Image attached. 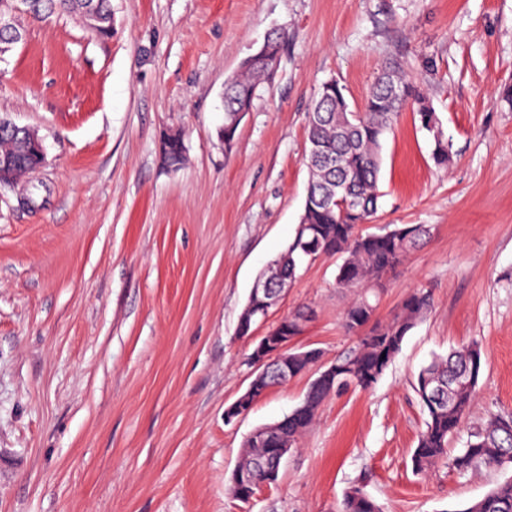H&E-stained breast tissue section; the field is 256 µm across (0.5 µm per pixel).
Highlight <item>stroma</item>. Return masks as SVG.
Masks as SVG:
<instances>
[{
    "instance_id": "obj_1",
    "label": "stroma",
    "mask_w": 512,
    "mask_h": 512,
    "mask_svg": "<svg viewBox=\"0 0 512 512\" xmlns=\"http://www.w3.org/2000/svg\"><path fill=\"white\" fill-rule=\"evenodd\" d=\"M21 23L0 116L36 129L46 158L0 190V512H338L358 484L383 512H464L512 477L411 461L426 419L413 376L450 348L484 356L468 427L512 415V0H112L106 40L66 14ZM275 29L278 70L225 146L224 81ZM393 63L452 148L436 165L408 106L384 139L377 225L432 233L386 276L374 319L418 288L433 307L379 382L324 403L277 480L240 502L227 484L245 438L313 378L226 419L259 338L303 309L292 346L330 363L356 340L333 257L237 334L299 223L308 111L332 79L361 109Z\"/></svg>"
}]
</instances>
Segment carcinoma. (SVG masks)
<instances>
[{
  "mask_svg": "<svg viewBox=\"0 0 512 512\" xmlns=\"http://www.w3.org/2000/svg\"><path fill=\"white\" fill-rule=\"evenodd\" d=\"M96 10L103 19L98 32L112 35L110 0H30L32 15L67 12L74 16L84 9ZM288 39L284 32L269 34L271 60L281 58ZM270 68H241L229 78L224 90V124L233 112L251 108L258 88L272 76ZM343 88L333 89L331 97L313 102L308 115L306 163L309 183L303 213L293 240L269 262L261 273L267 288L276 290L281 283L292 284L304 265L323 256H335L336 285L354 292V299L344 310L343 327L357 333L355 345L321 364L317 349H288V377L295 378L311 370L316 377L310 382L301 404L281 420L255 429L243 443V454L233 470L229 491L247 502L254 485L276 480L278 471L272 460L285 456L297 447L300 436L314 422L322 404L332 395L351 388L369 389L377 383L389 362L399 352L407 333L431 309L430 294L417 289L403 303L400 314L391 321L371 323L377 307V291L383 279L393 271L410 250L417 247L430 229L424 224L384 225L374 232H362L379 209V177L382 139L392 128L398 113L407 105L425 118L423 129L431 137L432 157L439 166L448 164L450 144L439 118L422 90L399 66L386 69L375 81L362 110L347 112L339 96ZM168 144L165 163L177 167L184 161V144L180 135ZM22 151L12 132L0 127V155ZM307 315L296 311L282 319V334L291 338L301 332ZM483 367L482 351L471 343L435 357L414 376L413 386L427 412L425 428L412 453L413 469L425 472L443 465L459 474L487 467L512 466V415H494L482 426L466 427L470 406L477 396ZM273 378L253 377L245 392L233 403L232 412L248 411L253 403L275 387ZM467 435L462 451L448 452V442ZM340 512H381L380 506L357 485L346 492ZM463 512H512V478L496 483L479 500Z\"/></svg>",
  "mask_w": 512,
  "mask_h": 512,
  "instance_id": "carcinoma-1",
  "label": "carcinoma"
}]
</instances>
